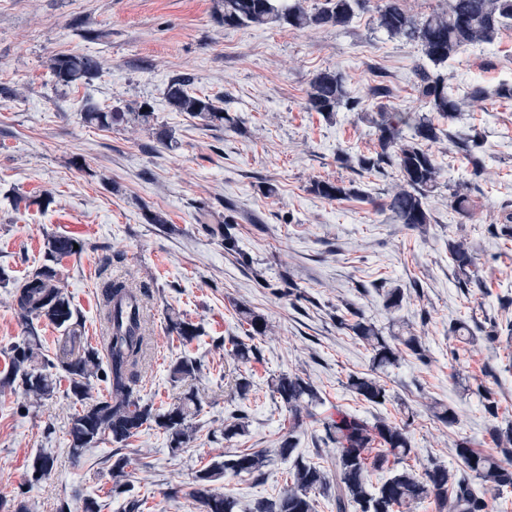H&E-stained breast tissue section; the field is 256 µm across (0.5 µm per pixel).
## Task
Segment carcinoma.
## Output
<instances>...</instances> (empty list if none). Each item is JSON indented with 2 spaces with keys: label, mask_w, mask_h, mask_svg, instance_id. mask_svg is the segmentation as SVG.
I'll list each match as a JSON object with an SVG mask.
<instances>
[{
  "label": "carcinoma",
  "mask_w": 512,
  "mask_h": 512,
  "mask_svg": "<svg viewBox=\"0 0 512 512\" xmlns=\"http://www.w3.org/2000/svg\"><path fill=\"white\" fill-rule=\"evenodd\" d=\"M275 0H222L221 19L228 27L288 26L304 29L312 26H344L359 11L369 9L370 0H323L311 12L300 3L278 8ZM378 27L392 36L415 41L423 55L436 66L467 52L471 47L492 43L501 32L512 27V0H446V9L421 17L409 14L402 0H382L377 7ZM101 70L100 61L89 55L63 54L55 57L51 71L55 80L72 84L89 80ZM417 85L421 97L430 111L453 122L462 112L464 101L455 97L448 77L432 74L421 68L417 72ZM189 79L179 76L167 86L166 98L175 112H185L206 123L224 122V111L206 96L192 94L187 89ZM496 95L512 99V86L500 85L493 91L476 87L469 96L471 101H482ZM351 97L344 78L334 71H321L309 83L306 107L310 111L330 116L341 106L350 104ZM124 113L89 108L84 120L100 126L122 121ZM377 131L379 151L371 157L358 158V166L371 171L390 165L398 169L400 183L389 196L386 207L402 224L413 228L431 223L432 216L426 199L437 185L439 168L427 144L441 137H452V132L434 124L418 112H380L372 120ZM406 129L413 131L412 140L404 139ZM313 192L328 200L342 199L359 194L331 181H316ZM451 208L462 217H472L471 202L458 191L450 194ZM84 243L68 235H51L45 242L47 264L32 272L15 292L20 318L26 325L27 336L9 349V367L0 372V391L21 390L39 403L50 398L57 385L53 369L58 367L69 381V392L81 408L70 417L68 435L73 457L78 458L87 448L94 447L104 436L123 444L143 429L156 426L169 438L172 452L176 453L194 441L196 429L190 419L200 411L196 395L189 393L184 400L167 409L142 403L138 394L139 369L147 350L142 331L141 299L126 282L109 280L102 289L100 303L102 317L110 331V349L102 359L97 348L87 346L76 358L57 366L41 352L36 324L45 321L58 328L78 325L70 299L59 285L56 266L66 257L78 256ZM448 255L458 274L468 282L478 280L474 271L472 252L462 242H448ZM239 313L250 327L253 336H264L268 323L264 317L243 306ZM339 325L347 327L360 341L373 351V362L379 368L395 364L401 350L394 345L399 341L412 353L419 355L422 345L414 335L382 336L376 327L358 317L353 323L337 317ZM169 329L186 342L198 336V328L178 317L169 318ZM202 365L192 358H181L171 368L174 381L197 376ZM104 375L108 383L107 394L93 404L89 399L92 380ZM348 387L364 400L377 404L387 400L388 390L380 379L369 374L351 375ZM272 392L288 407V438L281 442L279 452L293 451V433L310 415L309 406L319 399L316 388L297 374H282L271 383ZM327 434L336 444L335 471L329 474L315 466L295 465L287 487L275 500L259 501L249 512H314L310 493L320 490L334 498L336 512H398L409 509L426 499L435 501L439 512H487V503L477 494L470 482L459 479L444 465H434L418 475L402 466L411 452V439L407 425H398L384 418L370 422L356 414L340 412L336 418L324 423ZM379 453L369 456L371 448ZM455 453L469 470L471 478L483 485L497 488L512 486V469L498 458L475 449L467 440L455 443ZM268 463L264 450L247 449L230 456L222 463H213L199 471L195 487L188 496L196 500L202 512H236L237 501L214 492L209 483L227 471L235 474L261 473ZM392 465L393 475L381 486L371 487L366 478L368 468ZM127 459L119 457L112 464L111 491L125 492ZM54 459L49 455L37 456L32 464L33 476L40 481L50 475Z\"/></svg>",
  "instance_id": "obj_1"
}]
</instances>
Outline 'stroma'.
<instances>
[{
  "instance_id": "1",
  "label": "stroma",
  "mask_w": 512,
  "mask_h": 512,
  "mask_svg": "<svg viewBox=\"0 0 512 512\" xmlns=\"http://www.w3.org/2000/svg\"><path fill=\"white\" fill-rule=\"evenodd\" d=\"M343 27H227L221 0H0V371L10 347L26 336L13 293L46 262V236L63 234L85 244L59 265L61 287L79 317L82 343L104 349L98 302L104 281L122 280L145 291L143 328L149 355L139 377L143 402L168 407L190 392L202 410L192 420L196 439L174 453L155 427L118 447L105 440L72 457L68 436L74 404L67 380L50 399L35 403L22 392L0 393V512L28 500L34 512H200L188 491L199 470L244 449H263L261 476L225 473L215 492L240 508L277 498L296 461L329 471L336 449L324 423L337 412L365 419L410 421L416 473L444 465L465 467L454 443L500 456L490 430L512 422V342L487 336L492 322L512 320V238L493 227L512 214V99L464 106L453 129L475 137L484 161L480 176L454 142L429 143L439 168L427 198L432 222L414 229L397 223L382 204L399 181L394 167L362 172L337 156L373 155L371 117L382 111L427 113L414 69L425 59L417 43L377 25L375 7ZM96 31L83 38L81 28ZM62 54H88L100 74L67 86L50 65ZM342 74L354 106L333 117L308 111L311 78ZM458 95L472 85H512V28L490 44L468 50L443 67ZM190 76L191 92L224 110L223 125L207 127L172 111L170 80ZM123 113L122 122L84 121V104ZM153 118L142 122L141 106ZM171 134L173 146L160 141ZM351 183L359 197L328 200L317 181ZM467 194L472 219L449 206L452 192ZM166 226L149 223V212ZM234 225L236 248L227 250L218 224ZM471 249L480 284L464 283L449 257V241ZM402 288L396 312L383 306L387 289ZM262 315L266 335H249L239 306ZM357 311L398 335L408 329L424 349L404 352L397 366L375 372L372 352L337 316ZM196 325L185 342L171 333L169 316ZM466 321L474 338L449 331ZM255 352L235 358L232 341ZM201 361L199 376L172 382L181 357ZM378 373L385 403L352 392V374ZM297 374L319 392L312 415L289 433V412L270 381ZM248 379L247 393L236 385ZM498 400L497 416L483 408L479 389ZM436 405L452 407L454 425L439 421ZM242 420L244 433L225 435ZM294 435L290 455L278 449ZM128 460L129 490L111 493L113 453ZM53 457L45 479L32 478V460Z\"/></svg>"
}]
</instances>
